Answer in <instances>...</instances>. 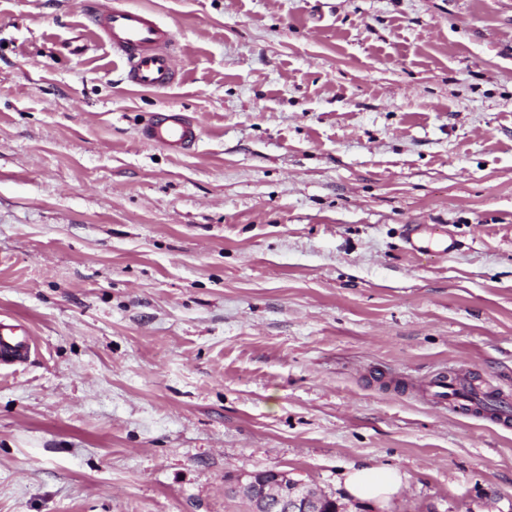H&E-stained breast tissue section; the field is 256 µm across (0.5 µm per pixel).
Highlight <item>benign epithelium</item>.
<instances>
[{
  "label": "benign epithelium",
  "mask_w": 512,
  "mask_h": 512,
  "mask_svg": "<svg viewBox=\"0 0 512 512\" xmlns=\"http://www.w3.org/2000/svg\"><path fill=\"white\" fill-rule=\"evenodd\" d=\"M231 489L250 498L255 512H275L279 507L286 512H322L325 503L314 487L289 477L286 472L278 473L273 484L256 472L239 475Z\"/></svg>",
  "instance_id": "7a95c632"
}]
</instances>
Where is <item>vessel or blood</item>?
Wrapping results in <instances>:
<instances>
[{
  "label": "vessel or blood",
  "instance_id": "1",
  "mask_svg": "<svg viewBox=\"0 0 512 512\" xmlns=\"http://www.w3.org/2000/svg\"><path fill=\"white\" fill-rule=\"evenodd\" d=\"M95 26L101 27L108 42L127 68L128 80L144 89L166 88L173 84L177 70L170 48L174 34L166 25L145 11L115 7L105 12L90 10ZM141 136L150 143L181 151L197 140V124L180 111L169 108L153 114L142 128ZM407 241L414 254L448 252L447 236H435L422 226H411ZM29 338L15 325L0 322V360L23 361L29 350Z\"/></svg>",
  "mask_w": 512,
  "mask_h": 512
}]
</instances>
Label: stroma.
<instances>
[{"label": "stroma", "instance_id": "1", "mask_svg": "<svg viewBox=\"0 0 512 512\" xmlns=\"http://www.w3.org/2000/svg\"><path fill=\"white\" fill-rule=\"evenodd\" d=\"M175 33L133 86L84 0H0V512H512V0H101ZM172 106L182 155L140 136ZM409 224L459 243L416 256ZM404 485L349 498L348 466ZM30 336L16 325L0 321V360L21 362L28 354ZM445 382L448 383V387H445V386H442L439 383V377L432 380L430 383H429V386H428V391L430 392V395L429 397L435 401L436 403L440 402V403H443V402H449L451 404V407L452 409H457V410H460V411H463V410H467V411H470V412H473L475 414H479L483 417H493L494 419H498L500 417H504V418H509L510 415L508 413V405L506 403H502V408H497V407H487L489 408L493 413L497 414V415H492L491 413L489 412H486V411H483V410H479V409H476L474 407H470L469 404L467 403H462L460 402V400H463L465 402H469L470 404H475L473 402H470L468 401L467 399L463 398V397H460V396H457V395H454L453 394V391L452 392H448V388L449 387H452V383H453V379H448V380H445ZM432 389H435V390H432ZM256 472L237 476L230 487L250 498L256 506L254 511L273 512L279 507L286 512L322 511L325 500L314 487L288 477L286 472L277 473L276 482L269 484Z\"/></svg>", "mask_w": 512, "mask_h": 512}]
</instances>
